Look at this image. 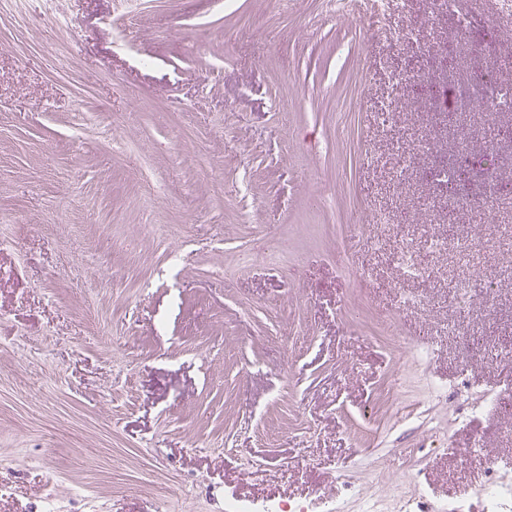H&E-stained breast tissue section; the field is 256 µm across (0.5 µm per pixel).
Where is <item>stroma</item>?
I'll return each mask as SVG.
<instances>
[{
  "label": "stroma",
  "mask_w": 512,
  "mask_h": 512,
  "mask_svg": "<svg viewBox=\"0 0 512 512\" xmlns=\"http://www.w3.org/2000/svg\"><path fill=\"white\" fill-rule=\"evenodd\" d=\"M344 2L354 25L329 0H0V512H483L489 466L512 478V415L466 404L512 357L465 353L448 296L512 332V249L430 252L416 210L512 212V117L456 147L462 88L512 83V20L463 0L425 52L428 0ZM402 243L435 278L396 287Z\"/></svg>",
  "instance_id": "stroma-1"
}]
</instances>
